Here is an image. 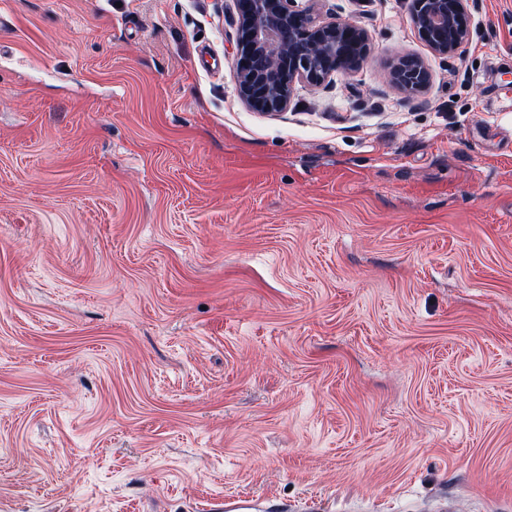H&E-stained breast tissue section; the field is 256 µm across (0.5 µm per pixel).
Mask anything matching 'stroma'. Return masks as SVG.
<instances>
[{
	"label": "stroma",
	"mask_w": 512,
	"mask_h": 512,
	"mask_svg": "<svg viewBox=\"0 0 512 512\" xmlns=\"http://www.w3.org/2000/svg\"><path fill=\"white\" fill-rule=\"evenodd\" d=\"M409 5L270 115L234 0H0V512H512V0ZM468 0H413L412 25L430 50L447 56L464 46L470 37ZM390 81L409 95L424 91L429 83V71L416 56H405L393 64L389 71Z\"/></svg>",
	"instance_id": "35a3bbf8"
}]
</instances>
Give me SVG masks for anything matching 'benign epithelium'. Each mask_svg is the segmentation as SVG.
<instances>
[{
	"instance_id": "7a95c632",
	"label": "benign epithelium",
	"mask_w": 512,
	"mask_h": 512,
	"mask_svg": "<svg viewBox=\"0 0 512 512\" xmlns=\"http://www.w3.org/2000/svg\"><path fill=\"white\" fill-rule=\"evenodd\" d=\"M315 0H235L238 15L235 61L238 95L259 112L288 109L300 83L319 86L345 75L366 57L369 35L355 21L321 19ZM412 25L430 50L446 56L470 37L468 0H412ZM390 81L409 95L424 91L429 71L416 56L393 64Z\"/></svg>"
}]
</instances>
